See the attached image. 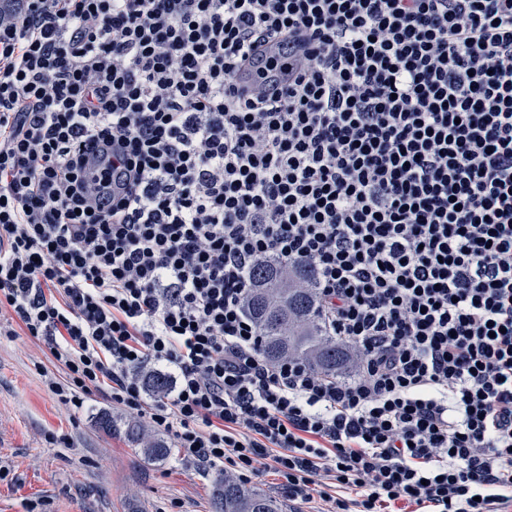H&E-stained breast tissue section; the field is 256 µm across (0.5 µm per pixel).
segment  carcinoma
Instances as JSON below:
<instances>
[{
    "mask_svg": "<svg viewBox=\"0 0 512 512\" xmlns=\"http://www.w3.org/2000/svg\"><path fill=\"white\" fill-rule=\"evenodd\" d=\"M253 277L243 309L259 332L264 358L271 364L295 359L325 374L347 376L354 363L353 351L329 335L319 320L315 269L299 266L288 271L261 263ZM139 374L155 397L171 388L165 373L143 368ZM125 434L135 451L148 460H163L171 454L163 438L137 422L126 423ZM212 500L215 512H284L280 498L248 488L230 475L213 482Z\"/></svg>",
    "mask_w": 512,
    "mask_h": 512,
    "instance_id": "carcinoma-1",
    "label": "carcinoma"
}]
</instances>
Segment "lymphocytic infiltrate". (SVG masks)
I'll list each match as a JSON object with an SVG mask.
<instances>
[{"instance_id":"lymphocytic-infiltrate-1","label":"lymphocytic infiltrate","mask_w":512,"mask_h":512,"mask_svg":"<svg viewBox=\"0 0 512 512\" xmlns=\"http://www.w3.org/2000/svg\"><path fill=\"white\" fill-rule=\"evenodd\" d=\"M269 46L296 64L241 97ZM265 260L316 269L352 377L265 360ZM3 308L62 404L102 392L201 470L507 512L512 0H0ZM139 374L144 381L145 387L154 397L164 396L171 388V379L165 373L158 372L154 369L142 368ZM154 397L148 396L145 393L147 401L156 399Z\"/></svg>"}]
</instances>
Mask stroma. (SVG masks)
Here are the masks:
<instances>
[{"label": "stroma", "instance_id": "stroma-1", "mask_svg": "<svg viewBox=\"0 0 512 512\" xmlns=\"http://www.w3.org/2000/svg\"><path fill=\"white\" fill-rule=\"evenodd\" d=\"M43 341L19 336L0 340V512H214L215 473L173 453L144 459L123 427L102 429L97 419L123 416L98 391L69 409L40 382L51 367Z\"/></svg>", "mask_w": 512, "mask_h": 512}]
</instances>
